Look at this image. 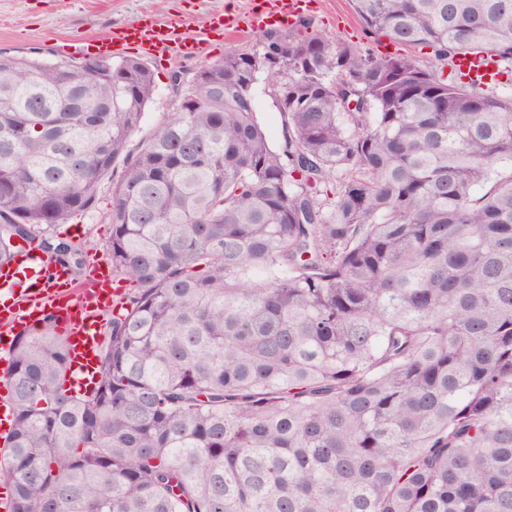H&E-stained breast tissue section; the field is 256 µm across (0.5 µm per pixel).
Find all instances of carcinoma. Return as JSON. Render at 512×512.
I'll list each match as a JSON object with an SVG mask.
<instances>
[{
  "mask_svg": "<svg viewBox=\"0 0 512 512\" xmlns=\"http://www.w3.org/2000/svg\"><path fill=\"white\" fill-rule=\"evenodd\" d=\"M438 61L512 63V0H351ZM153 91L134 59L0 51V264L92 210L129 283L84 394L16 334L12 512H512V97L340 37L262 35ZM274 78L282 144L252 85ZM124 58L137 59L146 64L153 75V93L149 101L140 128L134 133L129 142V149L134 150L139 142L161 122L168 112H174L179 103L175 96L172 74L181 71L183 76L190 78L201 65L205 63L166 62L159 59H147L134 53L125 54Z\"/></svg>",
  "mask_w": 512,
  "mask_h": 512,
  "instance_id": "1",
  "label": "carcinoma"
}]
</instances>
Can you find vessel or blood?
<instances>
[{
    "label": "vessel or blood",
    "mask_w": 512,
    "mask_h": 512,
    "mask_svg": "<svg viewBox=\"0 0 512 512\" xmlns=\"http://www.w3.org/2000/svg\"><path fill=\"white\" fill-rule=\"evenodd\" d=\"M304 0H255L247 17L218 15L207 21L200 36L188 35L178 21L161 22L148 17L113 32L100 41H76L65 50L73 55H120L125 44L139 45L147 57L172 61H203L210 54L215 31L238 34L246 29H267L292 24L303 12ZM456 66L465 81L486 84L499 76L496 58L467 55ZM26 274L12 265L0 267V350L9 351L10 336L21 328L34 326L46 314L64 323L71 375L77 387L89 386L97 368V351L102 334L98 312L111 305L115 291L112 273L100 263H92L84 282L73 285L68 274L54 268L44 270L42 259L34 253L24 258Z\"/></svg>",
    "instance_id": "1"
}]
</instances>
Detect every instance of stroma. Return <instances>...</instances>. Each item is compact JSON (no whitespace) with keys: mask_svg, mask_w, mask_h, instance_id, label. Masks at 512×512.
Returning a JSON list of instances; mask_svg holds the SVG:
<instances>
[{"mask_svg":"<svg viewBox=\"0 0 512 512\" xmlns=\"http://www.w3.org/2000/svg\"><path fill=\"white\" fill-rule=\"evenodd\" d=\"M250 0H0V51L18 56H56L63 39H82L111 34L117 27L129 26L145 16L166 19L183 16L191 27L203 25L211 15L227 10L247 13ZM309 28L292 26L295 36L306 32L341 37L376 55L395 53L387 36L369 31L352 9L351 0H318L308 10ZM153 75V93L140 128L131 137L137 147L167 113L175 111L178 99L171 77L174 72L192 76L194 63L146 62ZM112 203V184L104 182L94 210L69 218L57 225L60 237L81 247L85 260H108L106 243L112 234L106 214Z\"/></svg>","mask_w":512,"mask_h":512,"instance_id":"35a3bbf8","label":"stroma"}]
</instances>
